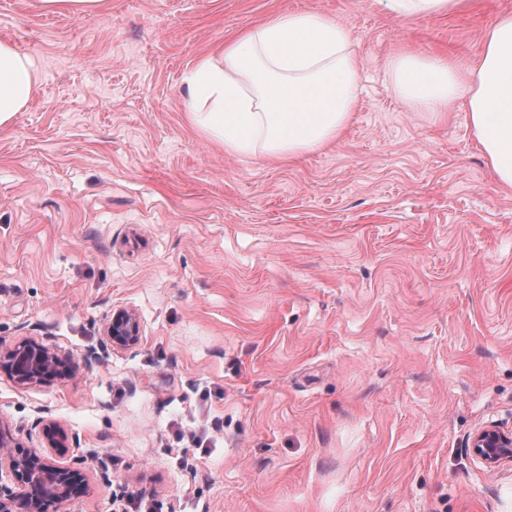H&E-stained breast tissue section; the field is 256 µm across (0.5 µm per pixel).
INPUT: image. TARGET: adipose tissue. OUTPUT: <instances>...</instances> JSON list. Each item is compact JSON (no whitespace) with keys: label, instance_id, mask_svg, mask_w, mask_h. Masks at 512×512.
Segmentation results:
<instances>
[{"label":"adipose tissue","instance_id":"1","mask_svg":"<svg viewBox=\"0 0 512 512\" xmlns=\"http://www.w3.org/2000/svg\"><path fill=\"white\" fill-rule=\"evenodd\" d=\"M351 43L349 29L332 16L277 14L198 61L187 79L189 121L233 154L290 161L319 151L354 117L359 62ZM392 71L411 109L444 112L467 100L498 182L512 187V14L498 18L481 58L468 68L403 52ZM37 83L32 59L0 41V128L27 106Z\"/></svg>","mask_w":512,"mask_h":512}]
</instances>
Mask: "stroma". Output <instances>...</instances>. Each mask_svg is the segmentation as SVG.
<instances>
[{"mask_svg": "<svg viewBox=\"0 0 512 512\" xmlns=\"http://www.w3.org/2000/svg\"><path fill=\"white\" fill-rule=\"evenodd\" d=\"M288 11L335 17L360 63L353 120L291 161L189 125L196 62ZM512 0L395 17L378 0H0L39 83L0 128V348L74 377L0 371V421L84 471L68 512H512V188L466 100L408 110L406 51L467 64ZM141 337L111 346L113 310ZM68 435L48 446L44 429ZM43 11L71 12L80 15L92 16L100 8L103 0H39ZM3 368L19 383H39L50 378H67L74 374L75 365L60 357L50 347L28 341L11 349L3 356L0 354V369ZM472 452L490 469L512 465V431L499 426L478 429L471 440Z\"/></svg>", "mask_w": 512, "mask_h": 512, "instance_id": "obj_1", "label": "stroma"}]
</instances>
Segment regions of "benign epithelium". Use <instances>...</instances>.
<instances>
[{
    "label": "benign epithelium",
    "mask_w": 512,
    "mask_h": 512,
    "mask_svg": "<svg viewBox=\"0 0 512 512\" xmlns=\"http://www.w3.org/2000/svg\"><path fill=\"white\" fill-rule=\"evenodd\" d=\"M104 335L114 347L138 342L140 326L134 314L124 309L112 313ZM22 384L39 383L50 378H67L75 365L50 347L28 341L8 351L0 362ZM476 457L491 469L512 465V431L498 426L477 430L471 440ZM0 512H47L48 506L60 507L86 493L83 473L55 463L35 450H20L8 425L0 420Z\"/></svg>",
    "instance_id": "obj_1"
}]
</instances>
